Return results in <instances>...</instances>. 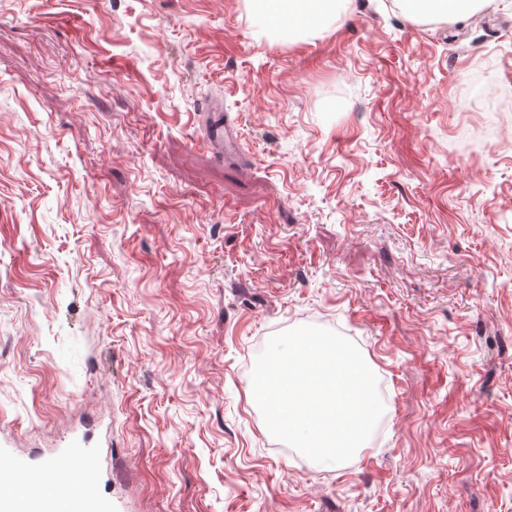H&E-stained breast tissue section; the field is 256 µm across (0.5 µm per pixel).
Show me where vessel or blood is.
<instances>
[{"instance_id": "1", "label": "vessel or blood", "mask_w": 512, "mask_h": 512, "mask_svg": "<svg viewBox=\"0 0 512 512\" xmlns=\"http://www.w3.org/2000/svg\"><path fill=\"white\" fill-rule=\"evenodd\" d=\"M203 128L201 145L214 156L224 159H237V131L232 120L224 114L222 101L214 100L207 104L199 115ZM63 455L76 469L85 471L90 479L74 493L60 491L52 494L32 490L30 512H116L117 507L110 498L101 495L96 476L99 472V455L96 448L87 441L72 438L64 441ZM28 474L31 480H38L39 474L21 456L15 454L9 445L0 446V484H12L20 474Z\"/></svg>"}]
</instances>
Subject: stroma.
<instances>
[{
  "label": "stroma",
  "instance_id": "1",
  "mask_svg": "<svg viewBox=\"0 0 512 512\" xmlns=\"http://www.w3.org/2000/svg\"><path fill=\"white\" fill-rule=\"evenodd\" d=\"M302 325L384 403L332 469L250 401ZM67 437L124 512H512V0H0V440ZM410 2L429 3L433 6L434 12L430 15L437 16L442 19L456 21L467 15V9L463 4H468L471 11L475 12L483 7L489 0H419ZM198 116L203 128L199 143L221 160H242L236 148V127L227 115L224 116V103L220 100L211 101Z\"/></svg>",
  "mask_w": 512,
  "mask_h": 512
}]
</instances>
